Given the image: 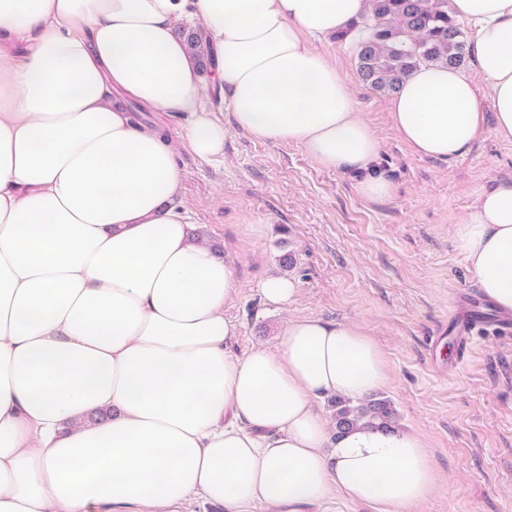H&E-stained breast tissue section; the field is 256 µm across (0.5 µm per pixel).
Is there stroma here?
Masks as SVG:
<instances>
[{"label":"stroma","mask_w":512,"mask_h":512,"mask_svg":"<svg viewBox=\"0 0 512 512\" xmlns=\"http://www.w3.org/2000/svg\"><path fill=\"white\" fill-rule=\"evenodd\" d=\"M356 110L382 144L394 192L365 200L354 174L326 169L301 145L232 131L222 157L182 151V205L234 257L240 293L224 315L233 347L275 344L286 318L349 321L379 344L388 366L380 397L401 427L418 431L443 481L411 512H512V334L476 329L450 341L448 320L479 287L455 239L479 186L512 177V140L485 127L462 156L415 154L391 120L389 95L358 72L352 40L326 37ZM293 254L292 267L281 259ZM276 275L299 290L287 311L266 303L260 283Z\"/></svg>","instance_id":"35a3bbf8"}]
</instances>
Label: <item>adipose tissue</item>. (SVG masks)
<instances>
[{"mask_svg":"<svg viewBox=\"0 0 512 512\" xmlns=\"http://www.w3.org/2000/svg\"><path fill=\"white\" fill-rule=\"evenodd\" d=\"M368 0H0V512H177L194 496L245 512H317L329 494L410 512L440 474L421 435L340 432L327 396L387 382L350 322L286 319L244 353L224 309L235 265L178 205L187 149L236 130L305 147L394 185L382 145L315 39L354 29ZM469 69L424 65L389 102L402 139L451 161L485 127L512 138V0H449ZM206 45L190 54L183 23ZM486 85L488 99L478 87ZM215 93L229 115L213 120ZM192 122L172 136L124 100ZM470 270L512 312V178L480 186L455 231Z\"/></svg>","mask_w":512,"mask_h":512,"instance_id":"obj_1","label":"adipose tissue"}]
</instances>
